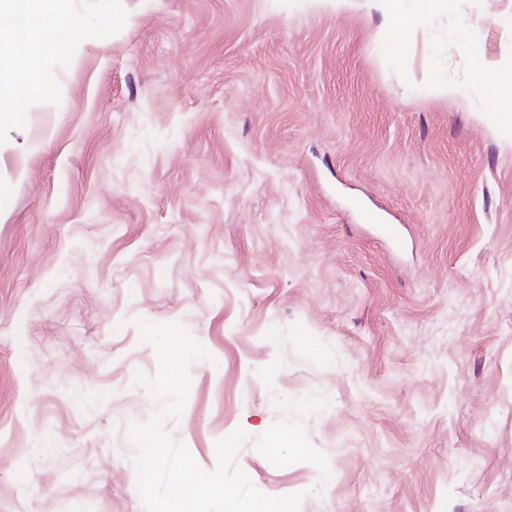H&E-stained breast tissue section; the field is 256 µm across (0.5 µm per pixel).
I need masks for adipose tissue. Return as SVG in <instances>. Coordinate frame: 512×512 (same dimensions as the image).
I'll return each instance as SVG.
<instances>
[{
  "label": "adipose tissue",
  "instance_id": "ef3b65f1",
  "mask_svg": "<svg viewBox=\"0 0 512 512\" xmlns=\"http://www.w3.org/2000/svg\"><path fill=\"white\" fill-rule=\"evenodd\" d=\"M0 8L15 16L27 35L24 57H16L13 50L14 32L0 28V128L18 126L24 114L19 101L22 97L37 95L45 90L39 66V50L34 36L37 29L50 33L69 28L76 23L68 0H0Z\"/></svg>",
  "mask_w": 512,
  "mask_h": 512
}]
</instances>
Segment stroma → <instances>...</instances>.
I'll use <instances>...</instances> for the list:
<instances>
[{"label": "stroma", "instance_id": "1", "mask_svg": "<svg viewBox=\"0 0 512 512\" xmlns=\"http://www.w3.org/2000/svg\"><path fill=\"white\" fill-rule=\"evenodd\" d=\"M70 9L0 132V512H145L138 318L212 356L167 424L202 469L240 428L299 512H512V0ZM371 7L395 23V30L406 32L424 17L423 0H366Z\"/></svg>", "mask_w": 512, "mask_h": 512}]
</instances>
